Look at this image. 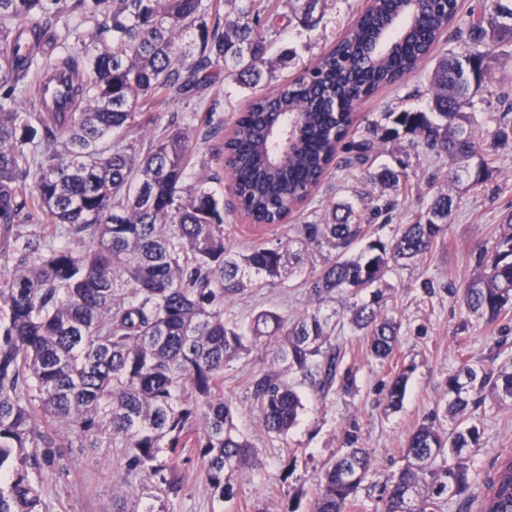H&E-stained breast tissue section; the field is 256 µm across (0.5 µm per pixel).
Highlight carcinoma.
Masks as SVG:
<instances>
[{"label":"carcinoma","mask_w":512,"mask_h":512,"mask_svg":"<svg viewBox=\"0 0 512 512\" xmlns=\"http://www.w3.org/2000/svg\"><path fill=\"white\" fill-rule=\"evenodd\" d=\"M327 0H0V230L11 265L0 270V512H48L43 474L68 448H121L128 474L160 478L178 496L170 463L192 450L211 497L234 499L231 477L259 466L253 440L224 396L231 362L266 352L278 370L257 374L251 397L261 427L281 437L304 408L296 374L311 389L349 394L355 373L336 331L366 336L367 353L392 357L400 323L382 314L385 276L448 243L459 201L439 188L426 210L390 240L389 224L413 196L410 164L374 166L379 144L410 137L417 156L443 157L448 182L489 178L512 145L508 113L490 117L475 97L512 47V0H489L458 17L457 0H369L347 37L300 80L265 94L292 50L270 48L292 25L314 27ZM456 26L461 51L436 63L430 111L383 112L358 122L334 100L363 101L398 83ZM72 74L69 112L39 110L42 79ZM226 79L246 92L224 138L235 208L251 226L284 230L235 251L224 203L211 182L186 183L191 131L176 121L143 149L107 138L148 129L152 113ZM26 105L29 119L18 112ZM190 121L216 131L199 99ZM333 169L359 171L357 204L332 205L323 224H288ZM306 263L312 312H257L243 332L224 307ZM348 300L344 313L336 295ZM467 316L489 327L512 312V212L475 254L463 291ZM438 412L403 449L405 465L383 490V512H443L452 497L482 512H512V459L481 485L466 464L479 441L478 410L512 405V357L486 367L460 353ZM412 368L391 378L385 407L398 409ZM349 432L346 448L316 474L300 510L352 512L371 455Z\"/></svg>","instance_id":"obj_1"}]
</instances>
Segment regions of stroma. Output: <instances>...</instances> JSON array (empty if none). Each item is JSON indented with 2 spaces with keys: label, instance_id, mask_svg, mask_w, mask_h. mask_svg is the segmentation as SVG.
<instances>
[{
  "label": "stroma",
  "instance_id": "stroma-1",
  "mask_svg": "<svg viewBox=\"0 0 512 512\" xmlns=\"http://www.w3.org/2000/svg\"><path fill=\"white\" fill-rule=\"evenodd\" d=\"M367 0H329L321 22L312 29L295 27L282 37L294 47L295 58L281 68L277 82L291 81L324 50L340 40ZM454 32L443 34L439 44L416 71L399 84L384 88L364 100L357 118L406 108L428 111L431 98L429 78L438 57L456 48ZM346 174L335 170L315 192L311 204L294 218V223H323L333 202L345 198ZM452 191L460 207L446 247L433 251L416 267L395 268L386 276L389 288L386 310L401 324L397 350L391 362L382 364L366 352L367 339L343 329L336 342L346 349L355 371L352 394H315L300 384L304 410L300 423L287 436L270 438L259 429L249 381L254 374L270 371L271 363L260 353L236 360L224 371V394L234 407V422L258 448L259 468L237 474L236 496L231 512H286L293 498L309 504L316 472L342 450L347 430H356L359 447L372 456L370 473L357 494L356 512H381L382 487L403 466L402 450L409 433L440 401L443 383L457 367V354L466 351L484 365L497 356L512 355V315L503 332H490L483 321L467 319L461 305L460 287L474 272L477 248L491 239L512 204V147L500 151L485 188L462 178ZM301 277H293L235 300L226 308L228 319L248 327L252 316L263 308L285 315L312 311ZM413 365L401 408L385 412L386 385L395 371ZM481 438L472 448L467 464L480 480L493 477L500 463L512 459V406L480 414ZM185 487L175 498L165 497L157 479L126 474L124 454L113 448H70L57 470L45 478L44 493L49 512H218L201 464L193 453L174 460ZM125 483L127 494L113 497L112 486Z\"/></svg>",
  "mask_w": 512,
  "mask_h": 512
}]
</instances>
